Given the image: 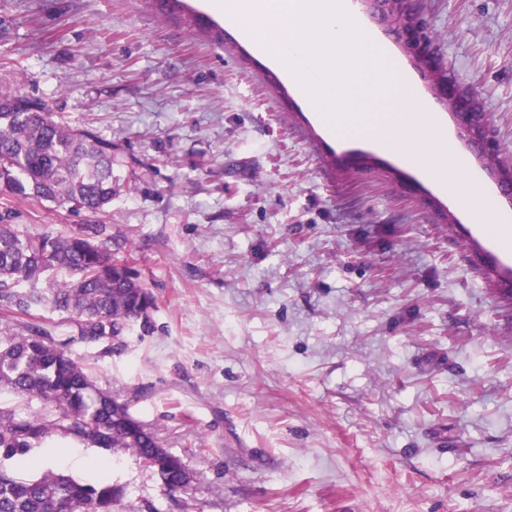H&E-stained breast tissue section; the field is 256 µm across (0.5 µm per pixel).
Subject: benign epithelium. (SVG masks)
<instances>
[{
  "label": "benign epithelium",
  "instance_id": "7a95c632",
  "mask_svg": "<svg viewBox=\"0 0 512 512\" xmlns=\"http://www.w3.org/2000/svg\"><path fill=\"white\" fill-rule=\"evenodd\" d=\"M367 8L397 33L415 64L430 80L437 99L453 111L458 121L460 136L471 143L479 153L489 157L498 152L490 126L470 94L451 69L443 66L431 46L424 21L416 7L417 0H361Z\"/></svg>",
  "mask_w": 512,
  "mask_h": 512
}]
</instances>
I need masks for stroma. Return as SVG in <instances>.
<instances>
[{
	"mask_svg": "<svg viewBox=\"0 0 512 512\" xmlns=\"http://www.w3.org/2000/svg\"><path fill=\"white\" fill-rule=\"evenodd\" d=\"M419 6L512 167V0ZM353 14L456 131L391 27ZM213 21L223 43L156 0H0V89L110 140L115 189L98 214L0 211L32 235L103 225L156 303L117 347L33 318L194 480L171 496L131 452L62 436L7 468L110 482L113 512H512V304L471 244L511 266L512 246L416 164L324 131Z\"/></svg>",
	"mask_w": 512,
	"mask_h": 512,
	"instance_id": "obj_1",
	"label": "stroma"
}]
</instances>
